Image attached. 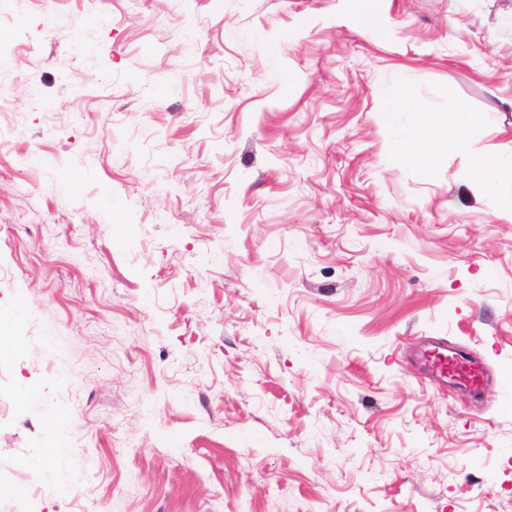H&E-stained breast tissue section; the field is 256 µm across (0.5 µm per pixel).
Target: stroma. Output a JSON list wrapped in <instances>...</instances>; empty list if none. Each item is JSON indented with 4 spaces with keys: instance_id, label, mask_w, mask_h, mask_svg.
<instances>
[{
    "instance_id": "stroma-1",
    "label": "stroma",
    "mask_w": 512,
    "mask_h": 512,
    "mask_svg": "<svg viewBox=\"0 0 512 512\" xmlns=\"http://www.w3.org/2000/svg\"><path fill=\"white\" fill-rule=\"evenodd\" d=\"M8 7L0 512H512V223L379 118L399 79L512 151V0ZM428 368L442 382L472 393L481 392L484 380L477 362L461 350L441 341L429 343L422 353Z\"/></svg>"
}]
</instances>
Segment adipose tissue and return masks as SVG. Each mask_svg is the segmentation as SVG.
I'll list each match as a JSON object with an SVG mask.
<instances>
[{
    "label": "adipose tissue",
    "mask_w": 512,
    "mask_h": 512,
    "mask_svg": "<svg viewBox=\"0 0 512 512\" xmlns=\"http://www.w3.org/2000/svg\"><path fill=\"white\" fill-rule=\"evenodd\" d=\"M379 115L383 125L396 132L393 151L398 161L414 163L429 177L448 154L463 156L464 183L474 193L492 196L494 216L512 222V153L477 147L486 134V113L421 111L414 89L396 80Z\"/></svg>",
    "instance_id": "ef3b65f1"
}]
</instances>
